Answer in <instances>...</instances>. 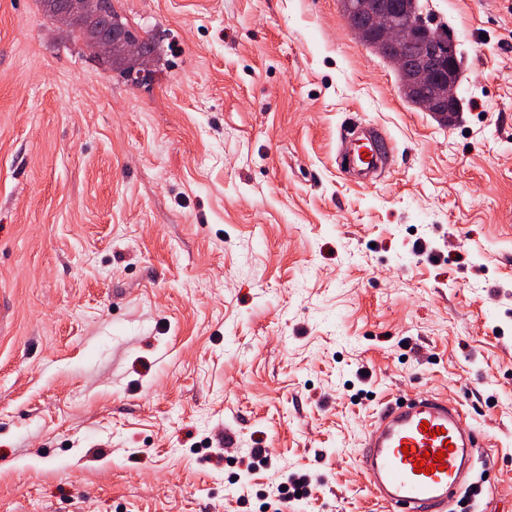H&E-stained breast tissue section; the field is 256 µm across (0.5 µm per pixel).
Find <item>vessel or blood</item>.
<instances>
[{"instance_id":"1","label":"vessel or blood","mask_w":512,"mask_h":512,"mask_svg":"<svg viewBox=\"0 0 512 512\" xmlns=\"http://www.w3.org/2000/svg\"><path fill=\"white\" fill-rule=\"evenodd\" d=\"M388 140L378 128L358 140L352 162L359 176L369 179L388 152ZM378 428L365 440L360 462L365 477L387 512H451L466 498L483 494V480L468 481L467 467L474 459L489 462L483 438L462 428L455 403L424 393L385 406L377 416ZM444 451L443 470H433L431 456ZM424 472H415L417 462Z\"/></svg>"}]
</instances>
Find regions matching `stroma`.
I'll use <instances>...</instances> for the list:
<instances>
[{
    "instance_id": "stroma-1",
    "label": "stroma",
    "mask_w": 512,
    "mask_h": 512,
    "mask_svg": "<svg viewBox=\"0 0 512 512\" xmlns=\"http://www.w3.org/2000/svg\"><path fill=\"white\" fill-rule=\"evenodd\" d=\"M422 3L449 121L339 0H113L160 38L147 87L0 0V512H386L359 452L421 392L512 512V0ZM352 117L393 153L369 186ZM422 43H423V40H414V41H412L409 44H405L403 46L395 47V48H393L390 51V53L388 54V56L386 58H390V59L391 58H395V59H397L399 56L403 55L406 52H411V51H414V50L418 49ZM386 58H383V59L386 60L394 68V70L396 72L397 80H398V83H399V90L401 89L400 92H402L401 94L404 97L405 101L408 104H410L411 106H413L414 108L420 109L419 101L416 98V96L413 93L404 90L403 78L398 73V71H397V69L395 67V64H393L390 60H387ZM433 49L439 50L440 53L448 52V82L440 89L436 90L432 95H429L424 100V106L428 111H435L441 108L444 103L448 104V112L458 103L459 99L456 95V88L459 80L455 75V62L456 59L450 52V49L443 48L439 42L432 44Z\"/></svg>"
}]
</instances>
